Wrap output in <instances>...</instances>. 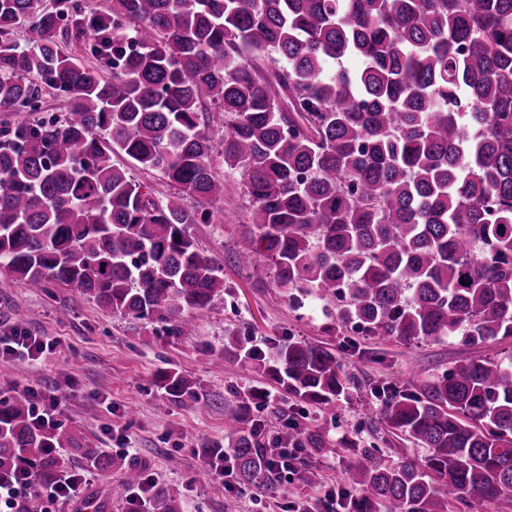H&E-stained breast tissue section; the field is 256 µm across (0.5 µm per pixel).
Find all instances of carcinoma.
Segmentation results:
<instances>
[{"label":"carcinoma","instance_id":"obj_1","mask_svg":"<svg viewBox=\"0 0 512 512\" xmlns=\"http://www.w3.org/2000/svg\"><path fill=\"white\" fill-rule=\"evenodd\" d=\"M22 22L28 47L8 38ZM61 29L94 63L64 51ZM41 85L70 109L0 141V277L193 335L194 313L224 294L187 229L224 199L220 157L253 201L259 249L238 261L258 279L271 265L288 301L341 297L339 324L407 344L512 337V0H112L104 12L0 0V107L40 111ZM225 114L218 138L207 127ZM132 167L177 192L151 198ZM238 350L286 398L334 406L351 388L336 356L305 340ZM158 384L200 402L177 371ZM372 394L429 455L389 466L377 448L353 453L345 512H448L512 492V361L470 359ZM275 417L269 439L255 424L205 453L206 475L275 495L272 464L288 449L304 464L336 452L319 429ZM76 459L112 468L77 432L35 422L27 393L0 402L1 476L47 486ZM143 478L129 467L112 497ZM146 512L183 505L155 486Z\"/></svg>","mask_w":512,"mask_h":512}]
</instances>
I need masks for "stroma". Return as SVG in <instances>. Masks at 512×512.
Returning <instances> with one entry per match:
<instances>
[{
    "label": "stroma",
    "mask_w": 512,
    "mask_h": 512,
    "mask_svg": "<svg viewBox=\"0 0 512 512\" xmlns=\"http://www.w3.org/2000/svg\"><path fill=\"white\" fill-rule=\"evenodd\" d=\"M213 172L224 181L223 217L189 225L188 231L222 268L224 295L212 309L197 314L194 336H168L157 325L108 314L71 288L34 290L0 279V330L21 324L57 342L45 362H15L0 370V399L29 386L65 395L55 423L72 427L113 459L104 473L77 464L85 476L79 496L47 504L46 512H84L91 500L107 502V512H127L126 502L112 499L110 491L132 464L176 491L188 512H291L292 502L300 499L316 512H330V494L350 485L346 462L352 448H379L392 464L427 454L382 422L373 384L401 388L415 379L441 377L468 359H512V338L477 346L452 339L406 345L352 326L338 327L334 303L311 300L303 308L290 307L274 279L255 280L238 265V253L254 238L246 222L251 202L239 176L227 172L222 159H214ZM290 337L326 347L351 375L353 386L336 411L276 397V385L261 371L224 349L232 338L267 350ZM169 368L196 382L203 396L200 407L159 388L156 376ZM247 388L271 394L255 401L251 419L269 420L277 408L294 410L300 422L322 428L338 448L335 458L310 459L308 480L285 485L277 497L225 488L223 481L201 471L202 445L234 442L239 414L234 394Z\"/></svg>",
    "instance_id": "35a3bbf8"
}]
</instances>
